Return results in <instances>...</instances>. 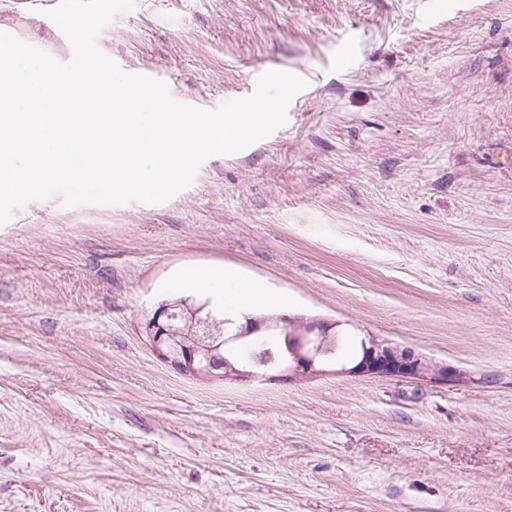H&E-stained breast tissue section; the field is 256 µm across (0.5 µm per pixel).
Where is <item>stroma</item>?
<instances>
[{
	"label": "stroma",
	"mask_w": 512,
	"mask_h": 512,
	"mask_svg": "<svg viewBox=\"0 0 512 512\" xmlns=\"http://www.w3.org/2000/svg\"><path fill=\"white\" fill-rule=\"evenodd\" d=\"M50 9L0 32L65 63ZM97 44L207 111L307 85L165 202L0 224V512H512V0H134ZM190 267L468 381L183 375L142 322Z\"/></svg>",
	"instance_id": "35a3bbf8"
}]
</instances>
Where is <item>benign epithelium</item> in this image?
Returning a JSON list of instances; mask_svg holds the SVG:
<instances>
[{"label":"benign epithelium","instance_id":"benign-epithelium-1","mask_svg":"<svg viewBox=\"0 0 512 512\" xmlns=\"http://www.w3.org/2000/svg\"><path fill=\"white\" fill-rule=\"evenodd\" d=\"M206 305L192 299L161 302L142 323L156 358L179 372L196 378L242 382L254 380H291L311 378L332 372L351 377L381 378L463 385L466 373L433 361L421 352L376 336L361 338V350L343 359L337 348L340 336L336 324L307 322L301 317L275 314H251L234 333L201 336L195 330L199 314ZM182 319L176 330L171 319ZM279 335L284 344H271L250 361L232 356L236 345L255 343L266 335Z\"/></svg>","mask_w":512,"mask_h":512}]
</instances>
